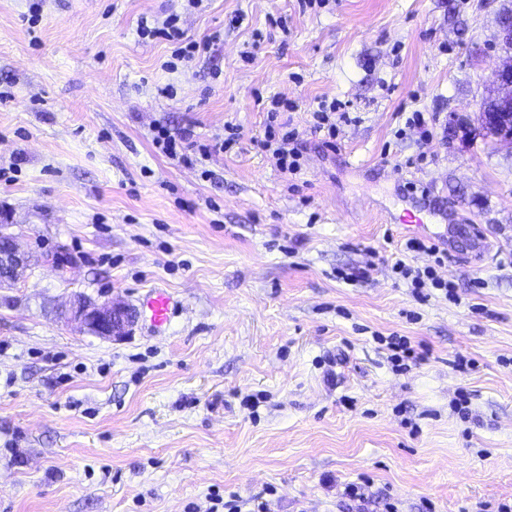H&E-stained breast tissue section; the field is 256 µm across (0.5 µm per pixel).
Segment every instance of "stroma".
<instances>
[{
    "label": "stroma",
    "instance_id": "1",
    "mask_svg": "<svg viewBox=\"0 0 512 512\" xmlns=\"http://www.w3.org/2000/svg\"><path fill=\"white\" fill-rule=\"evenodd\" d=\"M499 5L0 0V215L33 258L0 288V512H357L351 483L369 512L512 506V144L477 121ZM164 11L223 36L168 71L169 45L137 34ZM259 94L296 104V175L253 146ZM324 99L348 105L332 139L307 131ZM415 111L430 139L406 128ZM228 123L238 148L192 167L152 144L158 124L206 140ZM429 184L432 224H403ZM418 237L448 260L407 262L458 301L395 280ZM156 287L176 303L161 332ZM75 295L124 302L132 330L66 320ZM393 333L428 350L409 371L378 342Z\"/></svg>",
    "mask_w": 512,
    "mask_h": 512
}]
</instances>
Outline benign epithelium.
Here are the masks:
<instances>
[{
	"mask_svg": "<svg viewBox=\"0 0 512 512\" xmlns=\"http://www.w3.org/2000/svg\"><path fill=\"white\" fill-rule=\"evenodd\" d=\"M512 74V65L504 63L494 72V79L499 84L500 95L497 96L499 111L487 112L484 105H479L484 123L489 127L500 129L496 138L500 141H512V133L507 131L505 120L512 114V80L505 76ZM0 239L5 241L0 251V288L9 287L21 280L30 267L31 255L17 244L16 237L0 231ZM68 318L78 323L87 331L103 337H122L129 332L134 323L132 311L122 302L110 298L95 301L84 297L74 299L67 310Z\"/></svg>",
	"mask_w": 512,
	"mask_h": 512,
	"instance_id": "obj_1",
	"label": "benign epithelium"
}]
</instances>
